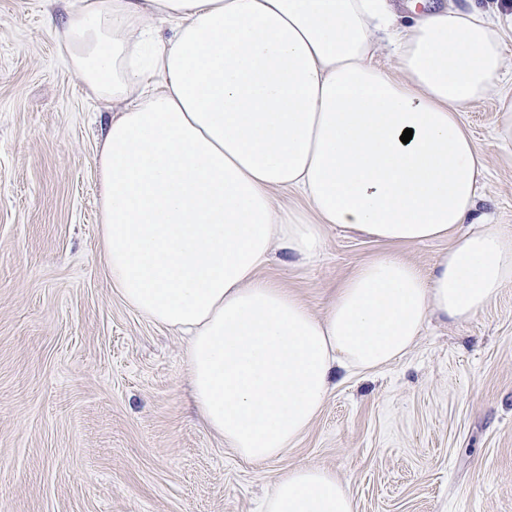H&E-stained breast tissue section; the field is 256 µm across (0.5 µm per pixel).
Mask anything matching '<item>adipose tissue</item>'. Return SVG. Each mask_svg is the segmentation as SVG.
I'll use <instances>...</instances> for the list:
<instances>
[{
	"label": "adipose tissue",
	"mask_w": 512,
	"mask_h": 512,
	"mask_svg": "<svg viewBox=\"0 0 512 512\" xmlns=\"http://www.w3.org/2000/svg\"><path fill=\"white\" fill-rule=\"evenodd\" d=\"M46 32L95 95L125 103L94 157L112 287L185 337L193 405L240 460L282 458L347 375L399 362L431 317L471 319L512 283V230L474 213L487 155L461 122L503 76L486 13L402 27L393 0H81ZM288 191L306 208L280 203ZM330 228L452 244L428 276L376 256L316 314L260 272L277 248L315 258ZM262 512L354 503L306 463Z\"/></svg>",
	"instance_id": "ef3b65f1"
}]
</instances>
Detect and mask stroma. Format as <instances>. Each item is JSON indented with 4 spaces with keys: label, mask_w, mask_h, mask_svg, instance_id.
Returning a JSON list of instances; mask_svg holds the SVG:
<instances>
[{
    "label": "stroma",
    "mask_w": 512,
    "mask_h": 512,
    "mask_svg": "<svg viewBox=\"0 0 512 512\" xmlns=\"http://www.w3.org/2000/svg\"><path fill=\"white\" fill-rule=\"evenodd\" d=\"M75 0H0V512H259L309 463L354 512H512V285L465 322L434 320L400 362L339 386L281 459L241 461L198 419L183 340L130 310L97 251L95 96L47 36ZM502 94L461 121L488 156L475 210L512 229ZM330 229L321 257L263 277L315 313L384 251Z\"/></svg>",
    "instance_id": "35a3bbf8"
}]
</instances>
